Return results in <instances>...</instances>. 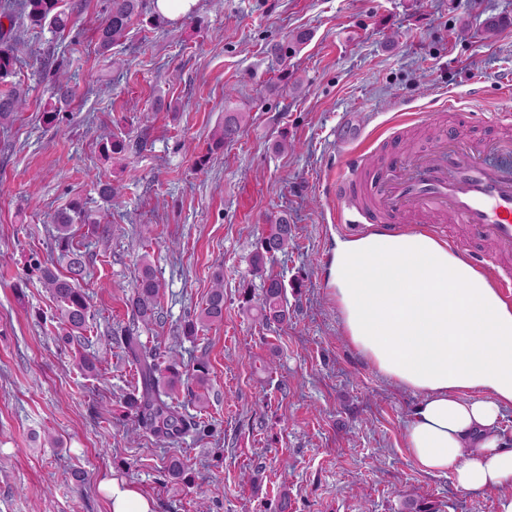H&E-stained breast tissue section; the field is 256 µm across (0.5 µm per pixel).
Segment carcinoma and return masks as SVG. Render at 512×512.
I'll list each match as a JSON object with an SVG mask.
<instances>
[{
    "label": "carcinoma",
    "mask_w": 512,
    "mask_h": 512,
    "mask_svg": "<svg viewBox=\"0 0 512 512\" xmlns=\"http://www.w3.org/2000/svg\"><path fill=\"white\" fill-rule=\"evenodd\" d=\"M144 0H111V8L99 30L98 50L105 54L117 41L121 40L134 19L143 14ZM20 11L33 27L49 25L53 29L63 30L70 21V13L63 0H19L16 5L8 4L0 12V85L14 73L17 63L13 38L15 11ZM10 26H5V23ZM26 92L12 86L0 91V123L8 124L15 119L25 103ZM68 86L57 88V103L43 112V119L50 125L60 123L61 104L68 103ZM247 116L242 112L224 113V124L213 134L207 152L197 158V164L206 165L210 157L224 149V145L234 141L240 134ZM52 223L56 224L58 247L67 258V274L54 271L48 263H38L35 270L38 278L49 289L60 308L64 339L82 337L90 319V303L87 294L78 287L85 278L87 269L86 254L73 247L72 226L75 224H93L101 232H109V226L101 224V219L93 216L84 206L75 201L68 207L54 213ZM293 240L292 225L285 217L266 225L258 246L251 257V272L260 278L262 293L258 299L251 297V291L244 289L243 297L247 302H256L260 320L265 325L280 324L288 319V307L285 298L284 281L277 275L266 272V261L278 252L288 250ZM216 284L206 298L198 317L185 323L182 334L194 336L199 328L220 324L224 321L223 276H215ZM159 283L149 265H144L136 280L128 303L132 312V325L122 333L121 340L126 356L135 363L140 372L142 388L128 394L123 401L125 413L139 426L148 430L159 442H171L182 438L189 432L197 435L208 433L207 425L192 415L179 411L168 402L171 391L179 385H193L197 392L192 394L194 401L202 406L206 401L208 369L202 363L190 371L181 370L174 359L160 368L157 353L148 349L137 336L139 326L149 327L161 320L158 310Z\"/></svg>",
    "instance_id": "1"
}]
</instances>
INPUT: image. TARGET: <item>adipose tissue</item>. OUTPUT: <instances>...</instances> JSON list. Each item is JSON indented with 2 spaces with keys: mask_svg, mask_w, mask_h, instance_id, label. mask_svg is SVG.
<instances>
[{
  "mask_svg": "<svg viewBox=\"0 0 512 512\" xmlns=\"http://www.w3.org/2000/svg\"><path fill=\"white\" fill-rule=\"evenodd\" d=\"M328 276L348 343L422 397L406 429L414 460L463 490H497V512H512V448L500 433L512 405V304L422 229L337 240ZM100 487L111 512H154L120 476Z\"/></svg>",
  "mask_w": 512,
  "mask_h": 512,
  "instance_id": "1",
  "label": "adipose tissue"
}]
</instances>
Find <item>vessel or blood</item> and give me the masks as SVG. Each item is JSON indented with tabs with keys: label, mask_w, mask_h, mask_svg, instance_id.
Returning a JSON list of instances; mask_svg holds the SVG:
<instances>
[{
	"label": "vessel or blood",
	"mask_w": 512,
	"mask_h": 512,
	"mask_svg": "<svg viewBox=\"0 0 512 512\" xmlns=\"http://www.w3.org/2000/svg\"><path fill=\"white\" fill-rule=\"evenodd\" d=\"M343 166L327 195L348 224H458L473 246L467 255L497 273L499 288H512V138L480 142L441 131L431 148L405 149L392 142L380 170L364 154L341 148Z\"/></svg>",
	"instance_id": "b4317fda"
}]
</instances>
